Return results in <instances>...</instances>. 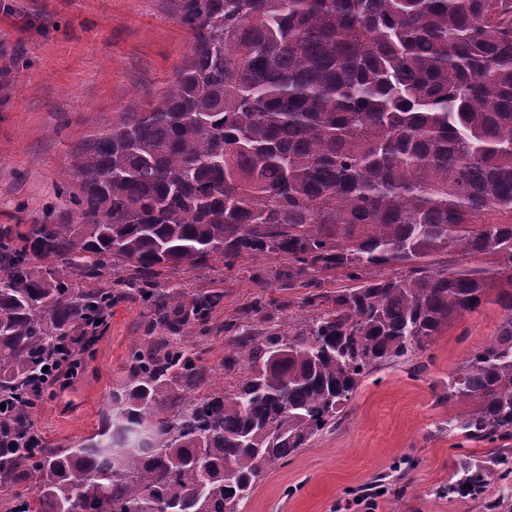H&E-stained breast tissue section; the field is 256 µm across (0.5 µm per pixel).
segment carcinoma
Wrapping results in <instances>:
<instances>
[{
  "instance_id": "cac0c4a2",
  "label": "carcinoma",
  "mask_w": 512,
  "mask_h": 512,
  "mask_svg": "<svg viewBox=\"0 0 512 512\" xmlns=\"http://www.w3.org/2000/svg\"><path fill=\"white\" fill-rule=\"evenodd\" d=\"M192 57L158 104L78 156L67 224L0 228V493L7 512H242L265 469L336 423L362 379L404 360L490 291L495 338L448 378L476 403L448 427L512 438V0H177ZM490 213L509 217L491 222ZM455 250L468 269L425 271ZM288 258V280L342 269L312 316L224 325L229 384L161 268ZM131 265L127 277L120 269ZM405 265L406 278L366 271ZM135 291L195 337L134 343L97 428L38 458L24 392L61 343ZM450 490L478 498L488 471Z\"/></svg>"
}]
</instances>
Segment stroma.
Wrapping results in <instances>:
<instances>
[{
	"instance_id": "1",
	"label": "stroma",
	"mask_w": 512,
	"mask_h": 512,
	"mask_svg": "<svg viewBox=\"0 0 512 512\" xmlns=\"http://www.w3.org/2000/svg\"><path fill=\"white\" fill-rule=\"evenodd\" d=\"M176 13L177 0H0L1 227L66 220L81 149L113 121L155 106L189 60L191 41ZM287 269L284 257H245L231 271L213 260L161 269L158 288L185 306L223 293L203 354L220 376L226 323L308 318L311 290L286 287ZM256 299L264 305L257 315L247 310ZM502 315L488 300L424 352L366 376L333 427L266 469L243 512H342L366 493L377 494V512H512V480L491 478L478 501L446 491L461 464L512 449V439L473 442L449 431V417L472 405L442 400L449 376L495 338ZM153 318L138 299L113 306L79 378L32 415L48 442L64 446L94 432L130 346L151 335Z\"/></svg>"
}]
</instances>
